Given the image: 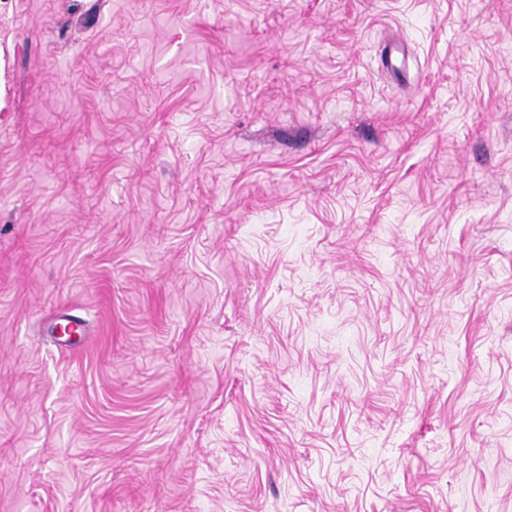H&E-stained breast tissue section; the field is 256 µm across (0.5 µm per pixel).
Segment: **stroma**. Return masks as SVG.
<instances>
[{
  "mask_svg": "<svg viewBox=\"0 0 512 512\" xmlns=\"http://www.w3.org/2000/svg\"><path fill=\"white\" fill-rule=\"evenodd\" d=\"M0 512H512V0H0Z\"/></svg>",
  "mask_w": 512,
  "mask_h": 512,
  "instance_id": "stroma-1",
  "label": "stroma"
}]
</instances>
